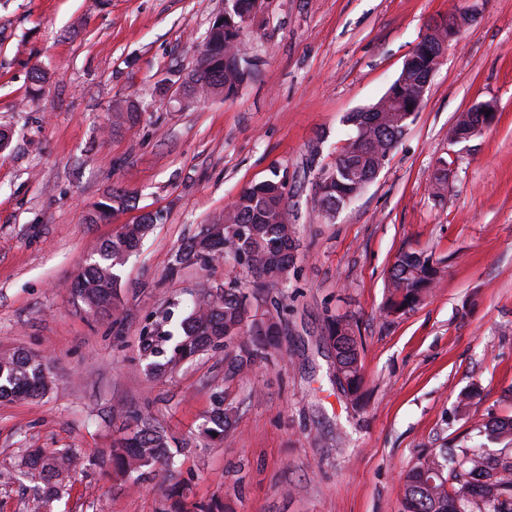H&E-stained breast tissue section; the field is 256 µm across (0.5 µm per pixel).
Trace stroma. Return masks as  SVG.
<instances>
[{
    "mask_svg": "<svg viewBox=\"0 0 512 512\" xmlns=\"http://www.w3.org/2000/svg\"><path fill=\"white\" fill-rule=\"evenodd\" d=\"M454 2L258 0L240 37L251 78L231 96L186 100L170 76L195 69L224 0H0V355L46 357L54 378L44 396L0 400V473L27 448L78 451L88 465L54 512H161L177 480L224 512H402V475L420 455L512 416V0H477L365 192L331 219L313 204L352 132L346 114L383 96ZM478 102L495 122L451 143L457 115ZM118 103L137 121L116 122ZM442 158L451 172L438 197ZM274 176L288 184L293 231L288 282L268 292L279 351L234 377L208 351L150 381L144 326L180 321L202 290L250 281L230 260L174 267L177 251ZM120 190L128 209L86 223ZM155 211L162 222L122 269L119 313L90 312L72 291L86 259ZM402 250L446 259L448 273L390 315ZM331 318L362 343L360 398L336 382ZM219 389L236 410L221 441L197 431ZM137 415L189 440L176 471L118 479L95 467Z\"/></svg>",
    "mask_w": 512,
    "mask_h": 512,
    "instance_id": "obj_1",
    "label": "stroma"
}]
</instances>
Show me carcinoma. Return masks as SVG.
Wrapping results in <instances>:
<instances>
[{"mask_svg": "<svg viewBox=\"0 0 512 512\" xmlns=\"http://www.w3.org/2000/svg\"><path fill=\"white\" fill-rule=\"evenodd\" d=\"M254 0H228L224 27L208 30L200 63L187 77H177L182 91L201 98L223 93L230 95L251 77V67L240 53L239 38L244 28L242 14L250 12ZM447 27L424 37V44L411 54L407 66L368 112H352L346 117L354 137L336 158L329 181L321 175L316 183L315 206L331 213L360 196L364 185L376 177L377 167L391 154L412 119L406 112H395L391 100L418 103L414 87L428 76ZM436 193L448 187V162L438 161L432 176ZM283 184L268 179L245 188L235 203L224 210V217L208 225L175 255L179 264L231 258L245 267L252 277L251 287L230 283L209 290L194 302L174 330L166 314L144 328L141 351L147 360L150 379L167 375L177 364L208 350L233 348L228 362L229 376L243 373L268 359V349L276 345L279 325L271 314H257L254 304L261 300L263 288L277 282L276 271L286 270L292 249L289 225L282 223L279 203ZM131 196L114 192L87 215L86 223L108 222L115 212L128 206ZM163 219L160 213L146 214L135 224L103 243L96 258L86 263L76 278V295L93 312L119 311L117 300L120 270L126 258L140 246L152 226ZM447 266L441 259L421 251H403L396 258L388 277L387 312H407L419 305L431 286L444 275ZM327 336L335 341L337 358L349 381V392L360 393L364 383L361 343L352 325L331 319ZM53 385L49 364L42 357L18 351L0 356V398L33 399L46 394ZM235 421L234 410L224 405V395L216 393L212 409L202 423L200 434L224 437ZM497 445V455L486 450ZM171 438L149 422L137 419L126 436L113 442L109 453L95 465L109 468L117 477L132 473L148 474L162 465L177 467V454ZM80 455L73 449L35 448L21 459L20 466L40 480L45 489L32 499V512H51L61 498L65 480L74 471ZM164 512H222L217 503L189 500L187 485L174 482L163 492ZM403 512H512V419L490 420L476 432L470 443L423 454L404 476Z\"/></svg>", "mask_w": 512, "mask_h": 512, "instance_id": "cac0c4a2", "label": "carcinoma"}]
</instances>
